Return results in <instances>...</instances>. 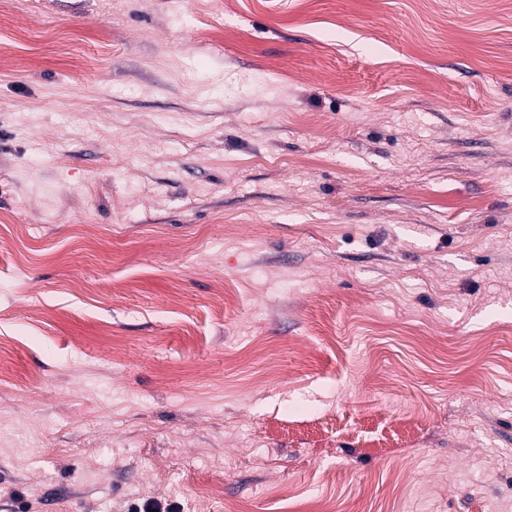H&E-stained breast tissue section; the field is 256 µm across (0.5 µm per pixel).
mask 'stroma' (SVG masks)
I'll return each mask as SVG.
<instances>
[{
    "label": "stroma",
    "mask_w": 512,
    "mask_h": 512,
    "mask_svg": "<svg viewBox=\"0 0 512 512\" xmlns=\"http://www.w3.org/2000/svg\"><path fill=\"white\" fill-rule=\"evenodd\" d=\"M0 512H512V0H6Z\"/></svg>",
    "instance_id": "stroma-1"
}]
</instances>
